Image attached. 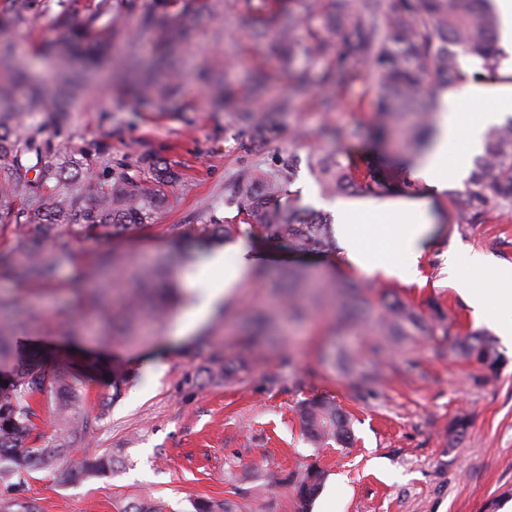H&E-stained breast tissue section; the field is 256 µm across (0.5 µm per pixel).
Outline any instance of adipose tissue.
Listing matches in <instances>:
<instances>
[{"mask_svg":"<svg viewBox=\"0 0 512 512\" xmlns=\"http://www.w3.org/2000/svg\"><path fill=\"white\" fill-rule=\"evenodd\" d=\"M464 94L469 98L488 100L489 106L483 112H452L438 122V131L417 169L427 187L437 189L444 185L449 148H457L468 155L479 152L486 128L512 113V82L496 87L473 84ZM427 204L428 199L424 196L373 198L343 204L339 226L345 247L343 264L370 277L381 273L401 279L415 278L418 260L434 231V224L427 215ZM465 263L472 273L497 284L496 294L491 299L481 288L468 286L466 293L476 316H484L493 302L512 309L511 267L492 265L478 253L467 255ZM254 264V255L245 250L236 251L230 262L225 261L223 254H216L211 265L223 271L224 278L197 298L190 312L177 323L174 338L188 339Z\"/></svg>","mask_w":512,"mask_h":512,"instance_id":"obj_1","label":"adipose tissue"}]
</instances>
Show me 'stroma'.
<instances>
[{"label": "stroma", "mask_w": 512, "mask_h": 512, "mask_svg": "<svg viewBox=\"0 0 512 512\" xmlns=\"http://www.w3.org/2000/svg\"><path fill=\"white\" fill-rule=\"evenodd\" d=\"M246 18L243 0H224L222 15L203 12L189 21L181 45L184 89L162 112L129 103L110 56L89 67L90 81L69 107L70 133L57 144L71 154L104 141L116 161L147 153L192 183L188 192L164 187L152 225L128 230L110 244L130 264L147 258L172 265L179 300L168 321L115 346L99 333L80 340L66 335L92 312L72 291V279L97 264L103 244L75 237L73 262L47 286L0 278V300L43 311L41 325L21 332L24 348L107 360L135 374L91 445L116 458L110 476L61 483L37 472L0 484V504L30 512H130L133 504L149 502L158 512H194L195 504L206 500L227 503L234 512H299L291 477L315 464L324 480L309 512H503L512 503V338L496 339L502 362L495 373L463 358L461 336L489 325L474 316L462 289L466 269L449 268L448 259L479 252L512 266V217L456 224L451 199L439 194L433 200L437 230L411 282L366 277L334 255L301 257L253 243L247 225H240L234 245L259 253L258 269L250 270L194 336L173 345V321L185 316L190 293H204L220 277L204 259L179 264L174 243L202 234L208 205H218L219 216L233 217L226 201L238 173L273 168L291 153L304 161L315 132L326 127H342L347 149L373 162L393 151L389 144L374 146L368 136L376 108L369 75L345 93L336 111H321L323 64L300 54L293 71L284 70L269 38L246 32ZM51 35L50 15L35 13L17 47L28 67L48 82L58 69L57 59L43 48ZM217 56L233 92L221 106L196 78ZM257 70L272 96L288 93L294 71L306 72L309 80L308 93L290 112L271 116L265 135L238 114ZM293 188L299 206L338 222L335 200L321 195L304 164ZM301 262L359 285L358 320L339 326L344 297L336 295L269 337L231 382H208L205 369L214 351L235 359L248 317L272 295L263 271ZM433 300L441 304L452 336L431 319ZM394 302L427 318V329L385 335L379 320ZM157 355L158 367L152 363ZM316 396L334 400L350 414L352 446L318 448L307 438L297 409ZM460 417L467 423L465 435L449 442L448 426Z\"/></svg>", "instance_id": "obj_1"}]
</instances>
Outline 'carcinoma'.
<instances>
[{
    "mask_svg": "<svg viewBox=\"0 0 512 512\" xmlns=\"http://www.w3.org/2000/svg\"><path fill=\"white\" fill-rule=\"evenodd\" d=\"M9 0L0 12V226L16 232L8 252H0V276L21 283L48 284L58 269L73 259L72 237L82 235L99 241L132 226H147L162 200V187L176 179L149 154L135 161H112L108 143L100 141L76 155L60 152L55 138L69 134L68 112L62 107L48 110L42 89L34 83L29 69L15 55V46L32 11L52 12V25L68 35L45 42V51L59 58V96L65 97L82 80L72 70V60L98 59L104 47L121 42L123 71L135 82L130 88L136 102L162 107L166 90L179 86L180 66L172 55L177 37L183 34L189 15L206 10L217 13L224 0H131L130 8L142 28L158 33L163 51L158 62L141 67L135 41L113 18L112 0ZM251 10L247 28L262 33L267 25L276 31L274 53L285 69L292 68L297 50L308 57L328 61L319 95L325 112L336 109L344 91L355 83L361 68L374 79L378 105L374 126L379 135L397 143L398 152L416 153L430 140L436 117L430 86H462L483 76L501 78L505 54L497 48L499 17L490 0H393L390 9L383 0H306L308 16L321 20L332 32H344L338 43L316 31L300 43L297 32L302 22L292 9L294 0H244ZM481 61V74H469L460 58ZM26 89V113H43L34 126L16 111L13 93ZM307 81L296 75L286 97L267 96L266 80L260 73L252 79V95L265 99L266 110L286 112L294 100L306 94ZM343 132L335 128L332 141L321 143L307 155V166L321 190L328 196H374L389 179H406L400 170L390 173L365 165L341 145ZM298 157L288 156L279 166L259 176L241 175L230 205L238 223L249 226V235L295 253L329 252L336 249L332 227L323 219H305V210L294 207L298 199L284 206L281 198L294 183ZM95 180L99 185L95 201L79 193H63L61 187L73 179ZM208 208L209 229L205 238L218 240L229 235L234 224ZM512 214V120L488 130L484 151L474 160V171L454 198V224H487L497 216ZM101 264L112 269L113 288L124 289L117 308L103 314L120 327L123 338L131 337L133 322L144 308L156 320L165 319L177 298L176 281L164 267L146 266L129 275L127 262L107 252ZM289 309L323 302L329 288H351L342 281L316 280L301 267L285 273ZM403 323L424 327V320L400 304L388 307L387 327L395 331ZM461 352L469 360L495 372L500 355L494 339L480 332L466 335ZM209 378L226 380L231 368L224 357H213ZM131 381L119 364L105 370L106 396L95 415L82 406L86 397L83 381L63 356L39 353L19 354L12 318L0 310V482L43 471L62 483L70 471L63 458L86 447L99 422L119 401ZM302 426L317 445L331 442L345 447L351 443V417L335 401L315 397L299 409ZM115 458L104 452L83 461L85 478L112 473ZM324 472L308 465L294 478L300 512H308L320 492Z\"/></svg>",
    "mask_w": 512,
    "mask_h": 512,
    "instance_id": "obj_1",
    "label": "carcinoma"
}]
</instances>
